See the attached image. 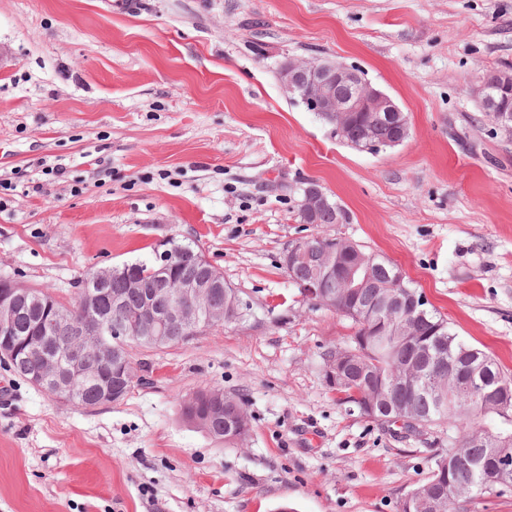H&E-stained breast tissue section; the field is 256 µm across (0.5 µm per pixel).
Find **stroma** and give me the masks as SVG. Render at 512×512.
<instances>
[{
    "label": "stroma",
    "instance_id": "obj_1",
    "mask_svg": "<svg viewBox=\"0 0 512 512\" xmlns=\"http://www.w3.org/2000/svg\"><path fill=\"white\" fill-rule=\"evenodd\" d=\"M291 59L359 69L408 138L336 141L283 91ZM505 68L512 0H0V274L68 304L86 272L174 241L250 307L129 345L135 384L112 404L60 403L0 364V512H401L448 438L337 402L321 355L351 323L303 303L280 257L310 232L365 245L512 373V143L474 94ZM309 179L349 223H298ZM203 388L242 400L246 444L182 419Z\"/></svg>",
    "mask_w": 512,
    "mask_h": 512
}]
</instances>
